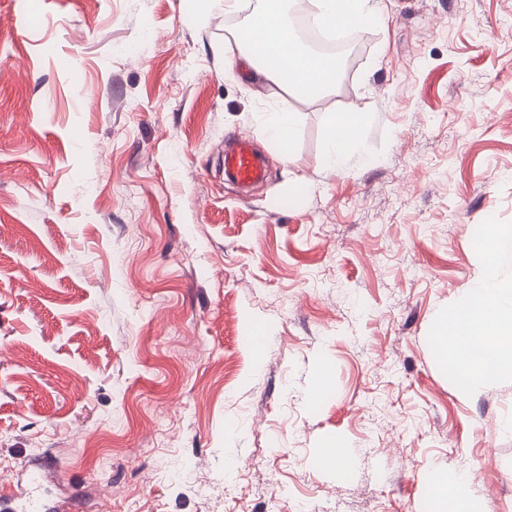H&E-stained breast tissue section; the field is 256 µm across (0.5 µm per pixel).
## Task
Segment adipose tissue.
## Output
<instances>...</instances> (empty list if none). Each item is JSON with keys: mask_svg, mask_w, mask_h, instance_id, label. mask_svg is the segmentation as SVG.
<instances>
[{"mask_svg": "<svg viewBox=\"0 0 512 512\" xmlns=\"http://www.w3.org/2000/svg\"><path fill=\"white\" fill-rule=\"evenodd\" d=\"M313 21L321 27L356 28L383 17L380 0H311ZM250 6L247 24L238 33L240 57L263 82L276 84L303 99H316L336 85L335 58L303 50L280 7V0H227L226 10ZM365 120L361 112H341L331 119L323 164L341 169ZM486 271L482 288L469 293L450 325L438 334L435 347L465 390L485 379L512 374V287L497 279L501 267L512 266V227L498 230L485 243Z\"/></svg>", "mask_w": 512, "mask_h": 512, "instance_id": "ef3b65f1", "label": "adipose tissue"}]
</instances>
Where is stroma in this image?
I'll return each instance as SVG.
<instances>
[{
  "mask_svg": "<svg viewBox=\"0 0 512 512\" xmlns=\"http://www.w3.org/2000/svg\"><path fill=\"white\" fill-rule=\"evenodd\" d=\"M383 2L306 100L253 82L220 5L0 0V485L57 457L79 512H426L476 462L473 512H512V376L463 393L434 345L512 226V0ZM338 112L367 120L330 171ZM230 137L268 161L246 194ZM295 124L294 112H273L266 121L269 138L278 146L287 163L292 161Z\"/></svg>",
  "mask_w": 512,
  "mask_h": 512,
  "instance_id": "stroma-1",
  "label": "stroma"
}]
</instances>
